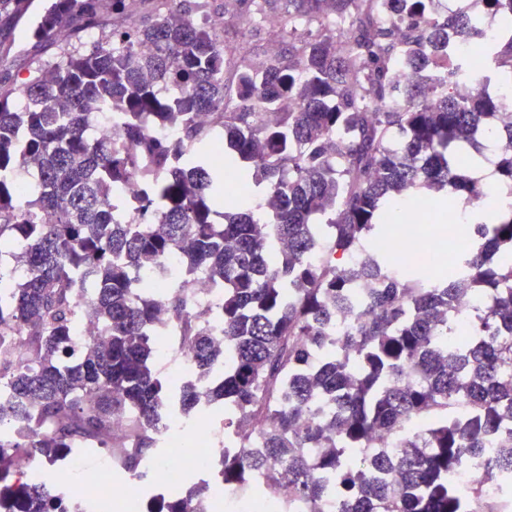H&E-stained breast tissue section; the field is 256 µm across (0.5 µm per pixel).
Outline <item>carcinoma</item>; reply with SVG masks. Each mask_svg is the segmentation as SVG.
<instances>
[{"instance_id": "obj_1", "label": "carcinoma", "mask_w": 512, "mask_h": 512, "mask_svg": "<svg viewBox=\"0 0 512 512\" xmlns=\"http://www.w3.org/2000/svg\"><path fill=\"white\" fill-rule=\"evenodd\" d=\"M32 0H0V172L39 165L43 191L23 200L0 178V282L24 266L26 278L0 291V448L24 433L25 447L49 462L77 437L87 449L127 444L124 470L141 471L158 447L155 422L197 413L190 385L171 388L154 368L146 328L158 307L183 327L205 377L229 353L208 397L224 404V486L252 483L262 472L266 493L288 473L295 497L320 512L326 479L335 480L336 512H462L463 495L449 481L468 457L512 437V210L497 223L479 222L458 257L460 274L421 283L389 271L418 243L411 228L397 238L398 203L411 220L438 213L439 193L460 196L470 211L486 210L487 189L463 160L483 155L478 141L499 125L502 94L512 90V26L489 40L483 19L433 13L434 0H396V15L378 19L384 0H288L281 31L288 58H236L224 35L202 20L209 0H156L139 23L109 25L103 8L124 15L134 0H47L33 29L53 45L72 20L75 43L61 48L54 77L39 69L16 85L1 57ZM274 0H224V16L247 34L261 27ZM488 13L512 16V0H484ZM99 31L87 43L82 33ZM452 30L482 64L475 88L461 97L470 61L446 47L448 67L426 88L401 73L422 69L426 53ZM156 45L143 55L137 39ZM496 83L497 92L486 90ZM176 90L166 96L164 90ZM240 108L217 140L196 124L198 112L224 110L230 89ZM26 94L32 106L16 108ZM296 108H281L284 96ZM123 112L111 145H97L90 115ZM180 130L177 141L153 138L143 124ZM497 143V182L512 186V128ZM244 188L277 198L260 212L248 193L234 196L224 171ZM141 180L137 224H115L116 192ZM49 212L53 220L40 222ZM329 243L336 258L323 267L307 255ZM364 250V264L347 257ZM173 251L184 270L157 296L147 283L132 292L133 273L156 267ZM204 270L224 289V350L212 345L208 309L194 307L186 288ZM370 278L355 332L336 337L322 364L307 368L326 346L336 313L351 309L350 283ZM489 291L492 300L459 314L460 296ZM98 321L101 335L81 350L73 330ZM468 335L456 338L463 322ZM330 395L336 413H312ZM134 409L127 435L114 417ZM262 416L264 453L247 445ZM428 422L425 433L411 429ZM379 433L399 451L371 454ZM385 470L380 483L373 471ZM25 512H49L47 488H32ZM164 512H196L173 490Z\"/></svg>"}]
</instances>
